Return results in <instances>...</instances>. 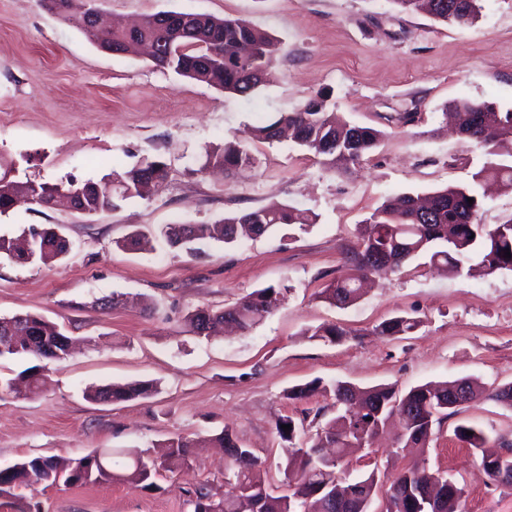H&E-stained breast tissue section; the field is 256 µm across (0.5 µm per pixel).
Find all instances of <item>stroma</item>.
<instances>
[{
  "instance_id": "35a3bbf8",
  "label": "stroma",
  "mask_w": 512,
  "mask_h": 512,
  "mask_svg": "<svg viewBox=\"0 0 512 512\" xmlns=\"http://www.w3.org/2000/svg\"><path fill=\"white\" fill-rule=\"evenodd\" d=\"M100 8L118 18L174 11L243 19L280 49L270 81L242 97L136 55L104 53L38 0H0V172L52 185L156 160L169 171L162 188L109 213L20 206L0 214V236L37 225L70 243L49 265L0 259V317L39 314L80 340L59 361L0 358V379L36 365L46 377L28 397L0 390L1 467L100 448L152 458L176 434L227 430L261 459L270 491L281 495L287 444L276 420L335 413L328 396L288 399L292 387L318 378L401 394L463 378L489 389L512 383V271L467 276L413 261L377 278L352 306L317 297L342 275L345 247L387 197L472 185L485 157L449 133L443 114L457 99L512 110V0H480L463 28L391 0H100ZM319 92L348 122L383 133L349 170H326L291 142L248 135ZM227 143L246 149L251 165L204 170L207 151ZM274 202L316 221L194 253L161 240L149 250L120 246L136 228L212 224ZM269 285L283 287V297L250 333L206 338L185 322L193 308L220 309ZM135 296L150 309L132 305ZM404 313L421 319L415 333L374 334ZM329 324L344 330L342 340L310 338ZM142 380L157 392L118 404L86 397L95 386ZM462 422L512 441V409L482 398L434 425L427 467L462 488L460 512H512V486L489 480L480 454L456 438ZM396 434H380L374 454L348 455L341 474L352 480L373 470L389 483L412 461L397 453ZM226 464L223 449L199 448L187 466L159 471L152 490L112 480L37 484L0 496V512H24L33 501L43 512H192L189 490L204 484L223 493Z\"/></svg>"
}]
</instances>
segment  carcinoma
I'll return each mask as SVG.
<instances>
[{
    "mask_svg": "<svg viewBox=\"0 0 512 512\" xmlns=\"http://www.w3.org/2000/svg\"><path fill=\"white\" fill-rule=\"evenodd\" d=\"M405 12H424L434 20L459 26L469 24L477 15L479 0H391ZM92 43L109 41L114 44L136 42L158 46L160 54L155 65L170 69L184 77L204 82L226 93L248 96L267 83L279 50L278 41L241 19L217 18L187 14L183 30L169 31L157 15L143 18L139 29L129 32L119 23L104 32L82 30ZM250 43L255 59L240 56V46ZM457 114L464 115L459 123L463 138L483 150L487 161L473 175L471 187L448 186L421 198L410 194L387 199L365 222L358 226L357 241L345 249V271L327 283L319 292L323 302L345 308L359 299L360 285L365 278L394 269L414 258H426L448 270L461 273L466 265L477 261L486 274L512 271V220L489 227L477 220L482 201L475 186L483 179H493L512 190V110L502 111L489 102L461 100L450 104ZM288 129V138L296 145L323 158L330 167H346L359 163L374 149L381 131L367 126L350 125L332 112L327 96H310L295 112L252 127V138L273 142ZM249 153L239 146L226 144L220 151L206 153L205 165L232 169L249 163ZM168 177L162 161L134 166L122 173L115 171L94 183L96 189L86 192L88 183L70 181L55 185L17 182L0 174V213L10 210L15 199L22 197L32 205L46 207L56 195H68L78 201V208L95 215L118 208V202L143 196L141 188L162 186ZM473 202H468V199ZM308 212L288 205L271 204L253 210H243L224 217L219 225L169 224L160 233L136 229L123 240L121 247L139 249L155 236L171 247L195 251L193 245L203 243L219 232L224 243L231 244L242 236H261L282 224H311ZM24 237L33 243L29 254L15 239L0 236V258L14 263L44 264L67 253L66 245L52 228L31 226ZM283 288L273 285L257 289L234 304L222 309L191 312L187 321L199 336H211L232 325L243 333L263 322L277 308ZM422 321L408 313L382 321L375 333L397 337L416 332ZM345 332L334 325L316 328L311 337L334 342ZM70 338L63 327L40 315L24 313L0 317V357L34 356L38 359L61 360L67 355ZM45 383L38 367H32L15 378L0 382V388L10 392L38 393ZM460 390L464 403L483 396L512 407V384L485 393L477 381L463 379L453 385L427 383L411 388L402 395L389 387L357 389L344 382L325 384L315 379L288 391L290 399H303L316 393L333 394L338 414L317 427L307 448L285 464L283 474L288 493L273 495L262 476V461L248 448L240 446L229 431L209 439L212 444L232 448L229 473L232 482L224 494L217 495L202 485L190 492L193 512H243L245 502L258 505L257 512H366L367 501L377 493L376 471L363 475L361 498L336 502V473L347 450L366 448L371 438L397 415L404 427L402 447L424 448L433 424L441 416L455 415L461 404L448 402V396ZM156 391L147 381L113 383L91 389L87 396L93 401L121 403L144 398ZM291 429H283L285 425ZM275 430L283 440H292L299 426L291 416L275 422ZM472 435H466V432ZM455 436L481 452L483 468L491 481L499 482L501 469L512 471V450L504 453L493 449L484 432L472 425L460 423ZM202 442L175 435L168 441V453L161 462L148 460L132 449L95 451L61 463L53 458L34 457L0 468V495L22 486L44 483L46 486L85 484L101 480H122L135 489L155 488L151 478L159 469L169 472L185 465L191 449ZM446 482V477L418 462L397 473L385 490V512H414L410 501L422 499L431 485ZM461 490H448L438 496L433 512H459Z\"/></svg>",
    "mask_w": 512,
    "mask_h": 512,
    "instance_id": "1",
    "label": "carcinoma"
}]
</instances>
